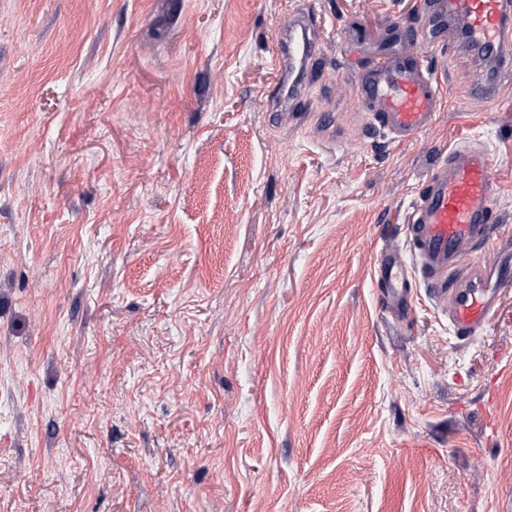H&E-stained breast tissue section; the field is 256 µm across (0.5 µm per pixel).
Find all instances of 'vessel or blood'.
I'll use <instances>...</instances> for the list:
<instances>
[{"instance_id":"1","label":"vessel or blood","mask_w":512,"mask_h":512,"mask_svg":"<svg viewBox=\"0 0 512 512\" xmlns=\"http://www.w3.org/2000/svg\"><path fill=\"white\" fill-rule=\"evenodd\" d=\"M448 25L460 31L469 48L495 57V77L482 93L493 105L511 107L512 57L500 49L512 40V0H431L429 13L416 22L413 32L420 38L430 27ZM311 29L309 15L289 14L272 57L281 76L274 97L278 108H287L300 92L310 62L322 49ZM356 77L374 127L391 140L416 139L435 123L443 105L440 76L418 53H396L387 65L357 71ZM495 194L487 150L463 145L437 161L412 206L408 232L418 267L434 293L449 297V321L463 337L482 330L496 303L495 269L461 249L470 241L491 242V229L497 222ZM458 264L466 265V277L449 281V268ZM375 277L387 288L392 315L406 318L410 313L406 266L396 252L381 254Z\"/></svg>"}]
</instances>
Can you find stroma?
<instances>
[{
  "label": "stroma",
  "instance_id": "1",
  "mask_svg": "<svg viewBox=\"0 0 512 512\" xmlns=\"http://www.w3.org/2000/svg\"><path fill=\"white\" fill-rule=\"evenodd\" d=\"M422 0H0V512H512V280L460 339L415 260L432 164L478 142L512 245V109L372 132ZM322 55L273 123L290 11ZM375 277L388 288L387 299L392 315L396 319H405L410 313L406 265L395 251H386L380 255Z\"/></svg>",
  "mask_w": 512,
  "mask_h": 512
}]
</instances>
